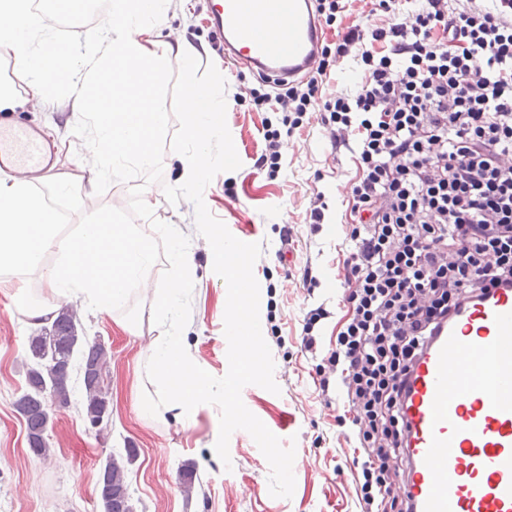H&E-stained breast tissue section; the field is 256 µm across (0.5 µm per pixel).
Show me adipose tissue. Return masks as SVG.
Here are the masks:
<instances>
[{
  "label": "adipose tissue",
  "instance_id": "adipose-tissue-1",
  "mask_svg": "<svg viewBox=\"0 0 512 512\" xmlns=\"http://www.w3.org/2000/svg\"><path fill=\"white\" fill-rule=\"evenodd\" d=\"M166 0H113L122 19L110 26L103 45L76 54L71 43L47 36L41 15L29 0H0V55L12 58L26 76L23 88L0 79V112L26 102L46 104L58 88L71 90V114L87 115L94 134L81 175L47 179L46 190L32 180L0 177V274H38L47 296L29 300L24 288L12 299L29 324H49L60 300L77 297L100 311L120 306L133 286H146L142 270L154 259V239L169 237L178 265H185L183 243L171 226L117 224L111 212L99 213L78 234L60 233L59 214L50 196L92 194L113 172L150 163L167 114L155 100L158 75L167 57L181 65L186 122L184 138L192 150L177 154L180 179L191 186L213 164L208 147L224 131V86L196 77L195 52L161 48L154 31L162 22ZM58 255L46 264L47 255Z\"/></svg>",
  "mask_w": 512,
  "mask_h": 512
}]
</instances>
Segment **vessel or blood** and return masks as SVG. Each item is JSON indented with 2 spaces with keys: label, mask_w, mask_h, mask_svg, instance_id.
<instances>
[{
  "label": "vessel or blood",
  "mask_w": 512,
  "mask_h": 512,
  "mask_svg": "<svg viewBox=\"0 0 512 512\" xmlns=\"http://www.w3.org/2000/svg\"><path fill=\"white\" fill-rule=\"evenodd\" d=\"M225 64L272 83L316 73L324 45L316 0H207ZM41 131L0 117V169H48ZM396 487L415 512H512V288L477 293L441 328L408 382Z\"/></svg>",
  "instance_id": "vessel-or-blood-1"
}]
</instances>
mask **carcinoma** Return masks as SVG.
Listing matches in <instances>:
<instances>
[{"mask_svg":"<svg viewBox=\"0 0 512 512\" xmlns=\"http://www.w3.org/2000/svg\"><path fill=\"white\" fill-rule=\"evenodd\" d=\"M80 353V375L83 386V409L92 424L109 421L110 399L105 386L109 352L99 341H82L78 335L77 319L72 309H59L51 325L28 337L26 391L13 406L25 420L30 451L36 456L49 455L45 433L50 411L44 388L52 389L55 401L70 403L74 368L68 364L70 352ZM133 460V449H126V460L109 457L101 467L97 489L103 512H133L125 464Z\"/></svg>","mask_w":512,"mask_h":512,"instance_id":"1","label":"carcinoma"}]
</instances>
